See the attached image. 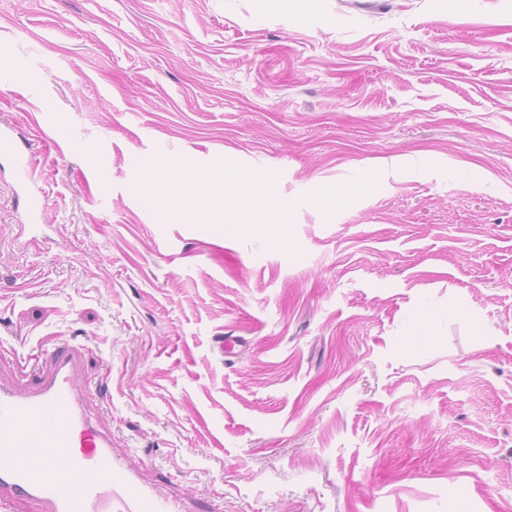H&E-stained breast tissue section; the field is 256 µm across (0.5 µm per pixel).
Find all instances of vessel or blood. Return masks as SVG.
<instances>
[{
	"mask_svg": "<svg viewBox=\"0 0 512 512\" xmlns=\"http://www.w3.org/2000/svg\"><path fill=\"white\" fill-rule=\"evenodd\" d=\"M84 351L60 345L35 383L0 384V489L39 512H181L113 459L78 384Z\"/></svg>",
	"mask_w": 512,
	"mask_h": 512,
	"instance_id": "vessel-or-blood-1",
	"label": "vessel or blood"
}]
</instances>
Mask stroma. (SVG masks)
Returning <instances> with one entry per match:
<instances>
[{
  "label": "stroma",
  "mask_w": 512,
  "mask_h": 512,
  "mask_svg": "<svg viewBox=\"0 0 512 512\" xmlns=\"http://www.w3.org/2000/svg\"><path fill=\"white\" fill-rule=\"evenodd\" d=\"M1 122V381L183 512H512V0H0Z\"/></svg>",
  "instance_id": "1"
}]
</instances>
